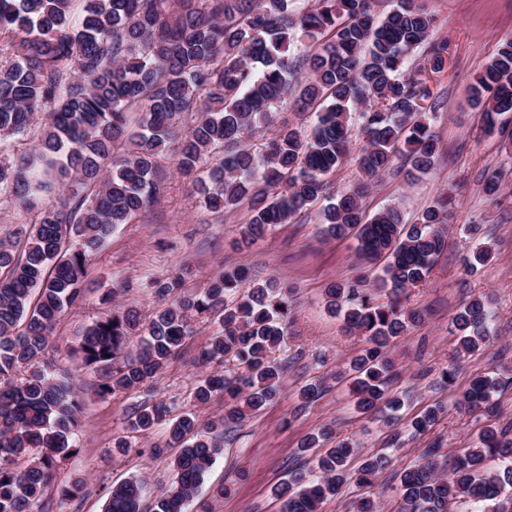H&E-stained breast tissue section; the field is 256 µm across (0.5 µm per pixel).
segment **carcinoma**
Listing matches in <instances>:
<instances>
[{
    "mask_svg": "<svg viewBox=\"0 0 512 512\" xmlns=\"http://www.w3.org/2000/svg\"><path fill=\"white\" fill-rule=\"evenodd\" d=\"M434 24L425 0H393L382 16L374 0H0V36L10 54L0 61V157L11 156L0 164V204L37 214L0 239V512H45V494L74 448L81 415L76 388L46 356L51 336L82 302L91 258L160 195L165 153L204 208L248 203L240 249L325 197L329 175L354 159L361 179L321 213L322 235L352 237L361 264L354 279L326 290L327 308L345 332L366 341L350 363L353 406L383 413L394 445L402 422L415 434L433 429L439 406L403 421V402L388 389L390 350L423 320L402 297L427 282L446 246L448 200H436L411 224L395 207L369 216L364 201L399 157L411 176L438 153L426 123L436 110L426 73L445 69L448 42L431 38ZM299 42L306 53H294ZM472 97L483 107L485 131L504 133L500 119L512 112L511 37L476 78ZM288 98L312 118L311 128L275 124L277 106ZM37 116L45 132L36 151L16 149ZM187 118L192 125L184 130ZM355 119L364 145L353 156ZM217 152L219 161L209 162ZM491 257L492 245L479 242L466 264ZM378 262L381 275L371 269ZM246 278L243 268L222 271L183 297L176 294L180 278L157 281L165 305L147 322L118 307L80 338L78 352L101 397L155 379L191 336L193 313L213 314L221 325L202 361L240 368L208 371L196 383L200 405L224 396L218 419L173 417L163 402L131 414V431L163 430L155 452L179 449L175 480L148 512H188L192 504L194 512H212L198 493L222 454L224 422L244 419L278 393L283 367L272 354L287 344L294 291L270 278L240 293ZM377 290L391 301L376 303ZM452 323L459 350L476 352L490 337L487 301L471 299ZM500 387L498 378L477 373L462 403L493 416ZM331 440L321 429L300 442L317 477L297 472L277 485L282 512H320L351 478L352 443L315 453ZM438 451L425 449L423 462L397 472L399 512H448L457 498L482 503V512H512L511 434L483 427L448 478L436 473ZM23 458L28 465L20 469ZM393 461L386 448L366 457L356 481L371 483ZM105 512H143L142 481L112 486Z\"/></svg>",
    "mask_w": 512,
    "mask_h": 512,
    "instance_id": "carcinoma-1",
    "label": "carcinoma"
}]
</instances>
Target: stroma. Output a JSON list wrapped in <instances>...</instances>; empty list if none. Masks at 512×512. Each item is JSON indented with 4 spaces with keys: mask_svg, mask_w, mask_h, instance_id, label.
<instances>
[{
    "mask_svg": "<svg viewBox=\"0 0 512 512\" xmlns=\"http://www.w3.org/2000/svg\"><path fill=\"white\" fill-rule=\"evenodd\" d=\"M435 16V39L448 43V63L431 75L437 100L429 126L439 143L432 167L415 176L401 170L383 174L367 196L364 207L375 212L397 207L406 221L440 195L448 198V243L425 286L411 289L407 307L424 309L426 317L401 336L392 348L396 374L390 387L402 399L404 416L428 405L443 404L445 412L424 434L403 431L391 469L383 471L370 489L382 512H396L398 497L394 471L422 460L425 448L441 441L439 471L449 475L457 456L473 446L487 423L512 428V150L499 136L483 130L482 110L470 96L477 74L496 53L503 39L512 37V0H428ZM491 172L502 176L495 199L482 189ZM163 192L158 202L121 225L88 266L90 290L75 310L59 321L50 356L62 373L77 384L82 399L81 427L71 455L61 463L47 493V512H104L112 485L130 478L143 481L144 505H151L172 483L174 449L155 454L161 432L129 429L137 407L160 400L172 403L174 414L192 412L200 419L224 414L223 397L197 404L193 390L200 367L199 351L218 330L216 317H194L192 334L182 354L170 361L159 379L132 392L99 397L92 377L76 351L78 331L104 317L112 304L136 309L148 319L158 305L154 280L180 274V293L193 295L211 275L239 265L250 269V282L274 277L294 288L291 337L277 352L284 366L277 397L258 414L224 426V451L199 489L209 496L224 488L214 512H281L274 487L302 468L296 454L301 440L331 427L337 438L353 442L349 461L357 469L362 457L379 452L390 431L382 421L358 414L348 395L346 363L364 344L363 337L346 335L342 321L328 313L325 289L333 282L353 278L358 269L352 238L323 239L320 233L324 201H317L291 223L269 232L261 241L241 250L236 246L247 215L246 207L212 213L204 209L191 183L163 162ZM480 228L482 241L491 243L493 257L477 269L466 270L464 259L472 241L467 225ZM491 300L493 337L480 350L458 354V333L451 319L472 298ZM456 363L453 387L441 381V371ZM486 372L505 380L496 395L494 418L469 413L458 398L474 373ZM325 383L324 393L303 403L299 390L310 382ZM126 439V454L113 453L116 439ZM82 482L79 496L66 497L65 489Z\"/></svg>",
    "mask_w": 512,
    "mask_h": 512,
    "instance_id": "stroma-1",
    "label": "stroma"
}]
</instances>
